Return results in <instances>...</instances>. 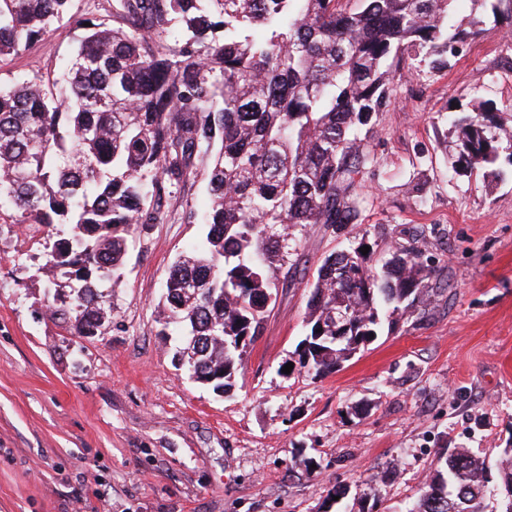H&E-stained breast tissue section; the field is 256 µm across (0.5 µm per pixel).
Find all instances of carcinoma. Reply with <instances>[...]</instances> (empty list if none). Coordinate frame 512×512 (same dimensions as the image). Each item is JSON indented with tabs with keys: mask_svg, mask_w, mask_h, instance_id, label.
<instances>
[{
	"mask_svg": "<svg viewBox=\"0 0 512 512\" xmlns=\"http://www.w3.org/2000/svg\"><path fill=\"white\" fill-rule=\"evenodd\" d=\"M71 0H0V57L50 36ZM457 0H120L118 19L90 23L62 78L0 85V200L13 223L71 226L42 267L73 292L77 336L100 331L131 234L203 171L205 240L170 268L164 320L201 337L193 371L232 386L261 334L299 227L321 224L348 245L310 285L308 333L295 366L325 376L373 342L386 316L427 304L435 268L421 247L385 262L362 254L360 176L367 139L390 103L391 67H448L479 34ZM490 5L512 19V0ZM179 23L187 34L171 42ZM456 174L500 165L512 131L482 103L451 119ZM348 312L333 321L336 306ZM497 473L465 448L442 452L409 512H485L494 487L512 512V448Z\"/></svg>",
	"mask_w": 512,
	"mask_h": 512,
	"instance_id": "cac0c4a2",
	"label": "carcinoma"
}]
</instances>
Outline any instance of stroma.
I'll return each mask as SVG.
<instances>
[{
    "label": "stroma",
    "instance_id": "35a3bbf8",
    "mask_svg": "<svg viewBox=\"0 0 512 512\" xmlns=\"http://www.w3.org/2000/svg\"><path fill=\"white\" fill-rule=\"evenodd\" d=\"M118 8L73 0L50 37L0 60V84L54 83L79 20ZM456 11L481 18L479 36L446 70L395 72L359 189L376 258L421 239L450 287L332 374L283 371L306 333L308 285L340 246L322 225L296 233L298 271L220 393L180 365L160 308L172 264L207 233L203 177L182 212L137 229L111 313L85 338L51 320L72 298L41 272L68 226L27 230L0 208V512H406L443 449L498 467L512 444V178L450 170L448 115L489 99L512 129V22L471 0ZM337 486L348 496L335 504Z\"/></svg>",
    "mask_w": 512,
    "mask_h": 512
}]
</instances>
